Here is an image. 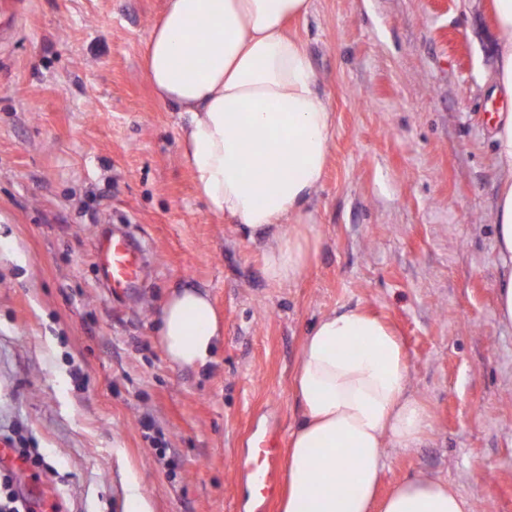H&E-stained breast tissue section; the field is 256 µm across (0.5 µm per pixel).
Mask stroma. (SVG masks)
Returning a JSON list of instances; mask_svg holds the SVG:
<instances>
[{
  "label": "stroma",
  "mask_w": 512,
  "mask_h": 512,
  "mask_svg": "<svg viewBox=\"0 0 512 512\" xmlns=\"http://www.w3.org/2000/svg\"><path fill=\"white\" fill-rule=\"evenodd\" d=\"M165 0H29L0 30V438L37 449L61 512H242L235 462L299 416L294 375L320 316L390 323L430 428L381 489L447 479L472 512H512V326L495 315L499 172L494 32L459 0H312L294 28L336 131L311 212L312 266L271 285L263 245L197 195L176 110L153 94L146 38ZM145 248L144 285L110 293L99 238ZM191 283L224 334L174 368L161 306ZM167 446L158 455L151 430Z\"/></svg>",
  "instance_id": "stroma-1"
}]
</instances>
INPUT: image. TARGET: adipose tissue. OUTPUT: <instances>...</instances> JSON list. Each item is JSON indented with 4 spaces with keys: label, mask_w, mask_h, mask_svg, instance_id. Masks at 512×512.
Listing matches in <instances>:
<instances>
[{
    "label": "adipose tissue",
    "mask_w": 512,
    "mask_h": 512,
    "mask_svg": "<svg viewBox=\"0 0 512 512\" xmlns=\"http://www.w3.org/2000/svg\"><path fill=\"white\" fill-rule=\"evenodd\" d=\"M311 0H167L148 35L145 68L182 121L183 156L209 211L263 237V272L276 285L312 265L319 236L310 203L322 188L334 114L303 40L289 25ZM498 34L494 91L512 102V0H491ZM190 63L177 67L181 58ZM503 172L495 223L502 271L496 314L512 325V110L492 134ZM171 364L201 370L221 339L215 309L191 286L159 315ZM396 330L362 306L322 315L296 368L300 416L287 450L281 512H471L446 480L413 476L378 491L392 450L421 447L430 426L407 390Z\"/></svg>",
    "instance_id": "1"
}]
</instances>
